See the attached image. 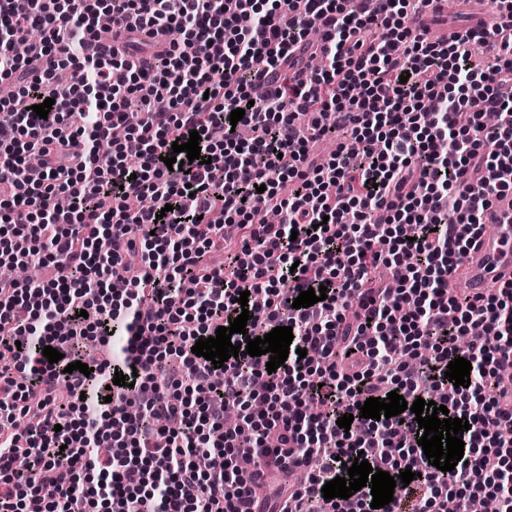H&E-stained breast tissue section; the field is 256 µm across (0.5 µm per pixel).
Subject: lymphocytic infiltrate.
I'll use <instances>...</instances> for the list:
<instances>
[{"mask_svg":"<svg viewBox=\"0 0 512 512\" xmlns=\"http://www.w3.org/2000/svg\"><path fill=\"white\" fill-rule=\"evenodd\" d=\"M433 2L29 0L20 13L0 0V81L16 88L0 101V264L53 268L0 281V512H373L370 487L321 492L358 456L417 473L394 503L491 498L512 512V281L448 287L512 194V0L444 42L425 37ZM103 15L125 27L110 50L89 36ZM175 29L195 53L174 40L142 63L145 33ZM476 41L490 64L474 62ZM194 130L200 162L169 170ZM339 132L327 159L310 158L309 142ZM31 155L56 159L35 182ZM381 264L398 287L375 277ZM322 285L326 300L292 307ZM245 309L292 329L276 372L243 352L251 327L225 366L192 352ZM473 329L481 341L465 342ZM115 335L111 361L68 371ZM458 357L466 388L445 377ZM392 391L468 419L453 471L429 465L411 411L360 417ZM228 403L242 408L231 426ZM242 458L308 477L269 500Z\"/></svg>","mask_w":512,"mask_h":512,"instance_id":"1","label":"lymphocytic infiltrate"}]
</instances>
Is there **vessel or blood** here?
Here are the masks:
<instances>
[{"label": "vessel or blood", "instance_id": "vessel-or-blood-1", "mask_svg": "<svg viewBox=\"0 0 512 512\" xmlns=\"http://www.w3.org/2000/svg\"><path fill=\"white\" fill-rule=\"evenodd\" d=\"M496 211L495 235L477 239L462 265L465 287L479 293L512 280V197L498 201Z\"/></svg>", "mask_w": 512, "mask_h": 512}]
</instances>
